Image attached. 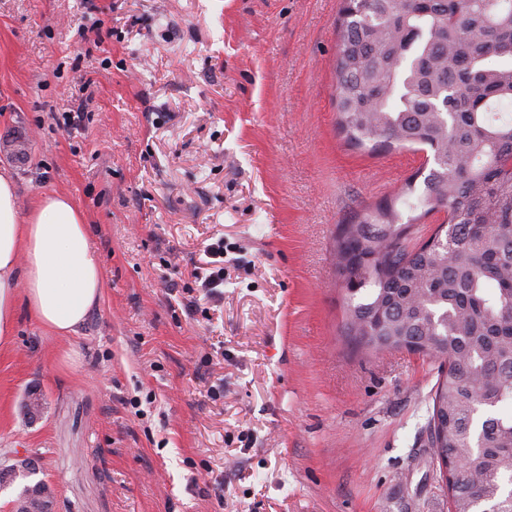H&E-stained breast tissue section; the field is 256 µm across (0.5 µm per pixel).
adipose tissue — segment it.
<instances>
[{
    "label": "adipose tissue",
    "instance_id": "1",
    "mask_svg": "<svg viewBox=\"0 0 512 512\" xmlns=\"http://www.w3.org/2000/svg\"><path fill=\"white\" fill-rule=\"evenodd\" d=\"M105 291L85 213L63 193L20 210L15 179L0 170V347L10 346L18 304L48 335L71 337Z\"/></svg>",
    "mask_w": 512,
    "mask_h": 512
}]
</instances>
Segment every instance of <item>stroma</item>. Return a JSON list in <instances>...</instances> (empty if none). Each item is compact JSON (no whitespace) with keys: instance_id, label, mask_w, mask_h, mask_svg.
Wrapping results in <instances>:
<instances>
[{"instance_id":"stroma-1","label":"stroma","mask_w":512,"mask_h":512,"mask_svg":"<svg viewBox=\"0 0 512 512\" xmlns=\"http://www.w3.org/2000/svg\"><path fill=\"white\" fill-rule=\"evenodd\" d=\"M340 0H0V169L86 214L106 297L0 349V512H449L440 360L340 334L336 232L422 151L336 132ZM85 103L84 128L61 125ZM224 240V282L202 288ZM42 395L36 420L23 409ZM47 498L53 504L55 498L53 489L44 482L37 483L23 490L17 501V512H42V500ZM27 503V509L21 510V505Z\"/></svg>"}]
</instances>
